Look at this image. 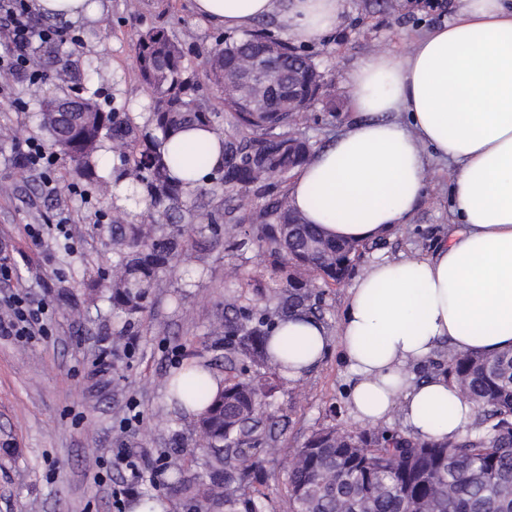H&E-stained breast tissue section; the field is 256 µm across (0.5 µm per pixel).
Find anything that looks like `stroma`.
<instances>
[{
    "label": "stroma",
    "instance_id": "stroma-1",
    "mask_svg": "<svg viewBox=\"0 0 512 512\" xmlns=\"http://www.w3.org/2000/svg\"><path fill=\"white\" fill-rule=\"evenodd\" d=\"M437 14L428 0H344L328 39L305 43L324 78L318 100L294 126L312 148L327 145L354 119L344 91L346 72L369 54H407L425 31L453 16L456 0H443ZM94 23L74 26L77 43L61 45L82 65L99 71L91 84L104 109L130 113L138 124L148 117L149 98L140 82L136 45L153 26L168 29L184 50V64L204 77L209 50L221 28L199 20L192 0H105ZM0 129L18 128L48 141L35 117L36 96L70 95L57 79L32 91L27 81L0 72ZM422 199L409 224L393 234L367 242L356 261L363 273L382 257L426 253L446 236L451 169L430 159ZM64 185L60 196H47L45 179ZM262 199L249 195L229 200L208 198L198 223L220 212L219 233L193 236L186 254L161 269L145 311L133 320L116 316L107 301L92 295L100 274H113L120 251L112 239L110 217L122 211L113 197L76 176L66 158L54 169L20 172L9 143L0 142V251L11 254L15 275L0 282V294L12 291L50 305L46 334L28 341L0 335V512H130L133 501L153 496L166 512H192L185 495L172 492L160 468L171 462L201 466L194 436V417L172 401L168 378L197 362L216 376L242 367V359L214 330L246 305L269 307L266 268L269 254L251 238L261 227ZM70 214V238L59 236L56 222ZM42 230L32 241L29 226ZM273 387L276 429L258 453L265 475L256 488L268 499V512H291L288 464L315 430L331 425L364 430L347 403L349 374L337 352L308 376L293 381L261 369ZM131 429H124L126 419ZM139 456L147 479L115 503L119 479L112 466L116 449Z\"/></svg>",
    "mask_w": 512,
    "mask_h": 512
}]
</instances>
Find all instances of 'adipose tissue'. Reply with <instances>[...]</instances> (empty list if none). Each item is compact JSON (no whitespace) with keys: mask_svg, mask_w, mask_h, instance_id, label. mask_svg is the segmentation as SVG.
Listing matches in <instances>:
<instances>
[{"mask_svg":"<svg viewBox=\"0 0 512 512\" xmlns=\"http://www.w3.org/2000/svg\"><path fill=\"white\" fill-rule=\"evenodd\" d=\"M230 32L284 15L308 42L328 37L342 0H193ZM44 17L94 20L102 0H31ZM359 115L298 171L291 206L326 235L377 240L411 219L426 185L427 151L453 167L447 239L421 256L374 263L353 284L335 333L289 317L271 349L305 377L337 348L355 417L400 420L417 441L454 440L474 419L444 375L416 380L441 343L458 353L512 349V0H458L453 19L403 56L376 51L344 81ZM175 171L209 183L223 162L216 134L182 132L163 147Z\"/></svg>","mask_w":512,"mask_h":512,"instance_id":"adipose-tissue-1","label":"adipose tissue"}]
</instances>
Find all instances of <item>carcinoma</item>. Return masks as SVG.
<instances>
[{"instance_id":"obj_1","label":"carcinoma","mask_w":512,"mask_h":512,"mask_svg":"<svg viewBox=\"0 0 512 512\" xmlns=\"http://www.w3.org/2000/svg\"><path fill=\"white\" fill-rule=\"evenodd\" d=\"M272 53V69L292 79L299 103L319 96L305 79L315 67L309 56L265 32L242 38H218L209 54L208 80L220 91L223 111L213 112L200 97L198 78L186 74L183 49L162 27L139 35L136 62L142 83L154 98L147 118L151 130L138 126L128 112L104 110L96 93H82L90 71L74 93L69 114L55 110L49 99L40 101L39 125L73 163L80 176L107 188L128 181L143 209L131 223L130 252L116 263L118 272L99 281L95 293L110 294L112 309L134 315L146 308L156 272L186 247L181 229L171 233L181 210L193 216L204 197L218 192L229 196L251 192L266 199L263 214L272 224L263 236L279 268L308 274L323 285L348 277L359 245L330 239L313 224H290L287 198L272 194V179L285 180L306 155H288L290 129L300 112H290L268 94L262 112L251 98L225 82L240 73L243 63ZM201 126L222 136L224 163L211 179L212 187L187 188L188 181L171 172L163 144L179 130ZM109 148L116 164L114 178L100 174V151ZM288 314L308 313L307 294L288 277L287 286L272 288ZM272 314L239 307L224 322V341L250 363L280 370L268 339ZM434 369L459 387L474 404L475 421L466 435L453 442H417L401 433L354 432L334 426L318 429L299 448L290 463L288 492L292 512H512V350L491 357L467 353L433 361ZM207 366L184 373L174 383L176 400L201 404L195 425L203 470L189 473L171 468L170 489L185 494L196 512H266L264 497L246 493L262 467L254 453L266 425L273 424L267 393L260 381L241 370L224 377L212 391Z\"/></svg>"}]
</instances>
